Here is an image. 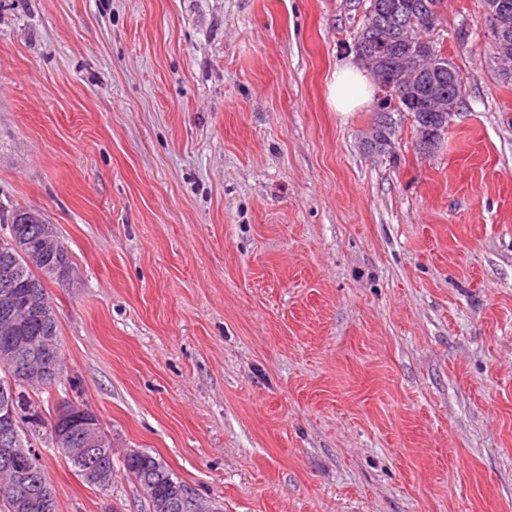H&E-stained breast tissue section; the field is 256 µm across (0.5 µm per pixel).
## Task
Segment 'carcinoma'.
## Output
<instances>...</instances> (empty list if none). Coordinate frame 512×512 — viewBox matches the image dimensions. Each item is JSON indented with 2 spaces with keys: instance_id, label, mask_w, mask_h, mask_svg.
<instances>
[{
  "instance_id": "1",
  "label": "carcinoma",
  "mask_w": 512,
  "mask_h": 512,
  "mask_svg": "<svg viewBox=\"0 0 512 512\" xmlns=\"http://www.w3.org/2000/svg\"><path fill=\"white\" fill-rule=\"evenodd\" d=\"M484 12L493 30V57L500 62L499 76L505 80L512 78L504 74L503 69L512 68V0H480ZM442 0H368L362 22L353 35V48L356 56L366 59H379L382 55H398L407 60L415 53L413 34L408 17L411 14L435 12ZM436 63L444 65L438 71H432L430 81L436 83L437 90L448 96V100L462 103V81L457 79L460 71L448 57L442 55L437 46L426 49ZM393 82L394 95L380 104L375 111L376 117L369 132L362 140V149L374 155L391 152L394 138L399 128L400 118L409 116L418 134L417 145L421 150L437 147L441 139L435 130L444 122L437 112H427L415 102L416 95L409 94L405 83L397 82L394 73H389ZM48 223L43 213L37 209L13 207L0 203V241H8L12 232L34 236L40 232V225ZM21 271L15 273L10 281L9 291L13 304L24 305L31 285L38 284L36 292L44 308L42 319H30L25 312L18 313L17 326L11 332L0 331V352L12 343H21L29 352L44 350L50 342L55 350H60V331L56 307L50 300L46 284L40 276V265L20 263ZM8 396L13 400L18 417L17 431L26 446L32 442L23 428V424L36 425L43 421L35 410V404L26 393L23 366L15 361L11 364L0 362V399ZM3 446L0 445V512H45L36 495L37 483L50 484L47 472L39 454L18 464L10 461V466L22 472L19 480L1 473L4 469ZM161 458L140 450L126 452L121 460L123 469L140 484L151 505V512H165L162 504L171 498L183 482L167 465L157 470Z\"/></svg>"
}]
</instances>
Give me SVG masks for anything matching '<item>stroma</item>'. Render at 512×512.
<instances>
[{"label": "stroma", "mask_w": 512, "mask_h": 512, "mask_svg": "<svg viewBox=\"0 0 512 512\" xmlns=\"http://www.w3.org/2000/svg\"><path fill=\"white\" fill-rule=\"evenodd\" d=\"M364 4L0 0V202L71 259L37 407L221 512H512V81L479 0H443L447 134L365 153L375 104L327 98ZM32 442L59 512H150Z\"/></svg>", "instance_id": "35a3bbf8"}]
</instances>
